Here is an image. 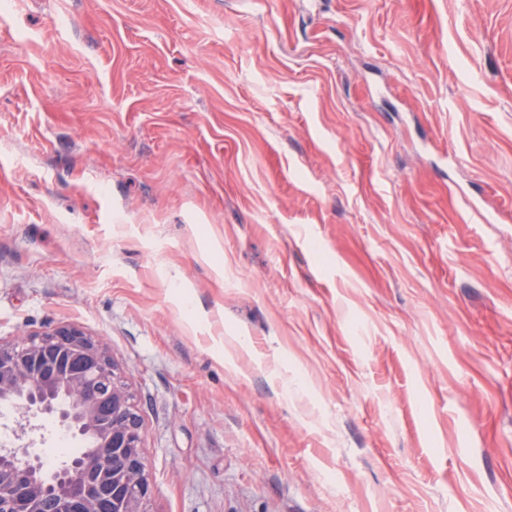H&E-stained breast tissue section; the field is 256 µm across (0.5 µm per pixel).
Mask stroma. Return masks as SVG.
I'll return each mask as SVG.
<instances>
[{
    "label": "stroma",
    "mask_w": 512,
    "mask_h": 512,
    "mask_svg": "<svg viewBox=\"0 0 512 512\" xmlns=\"http://www.w3.org/2000/svg\"><path fill=\"white\" fill-rule=\"evenodd\" d=\"M7 2L0 341L103 342L148 512H512V0Z\"/></svg>",
    "instance_id": "stroma-1"
}]
</instances>
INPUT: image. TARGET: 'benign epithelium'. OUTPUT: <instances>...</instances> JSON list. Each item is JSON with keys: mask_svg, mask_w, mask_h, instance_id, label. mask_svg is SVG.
Listing matches in <instances>:
<instances>
[{"mask_svg": "<svg viewBox=\"0 0 512 512\" xmlns=\"http://www.w3.org/2000/svg\"><path fill=\"white\" fill-rule=\"evenodd\" d=\"M110 401L112 414L101 412ZM0 404L25 413H58L68 430L93 443L78 458L45 464L21 443L0 447V512H146L151 493L142 454L143 418L106 347L75 324L0 342Z\"/></svg>", "mask_w": 512, "mask_h": 512, "instance_id": "obj_1", "label": "benign epithelium"}]
</instances>
